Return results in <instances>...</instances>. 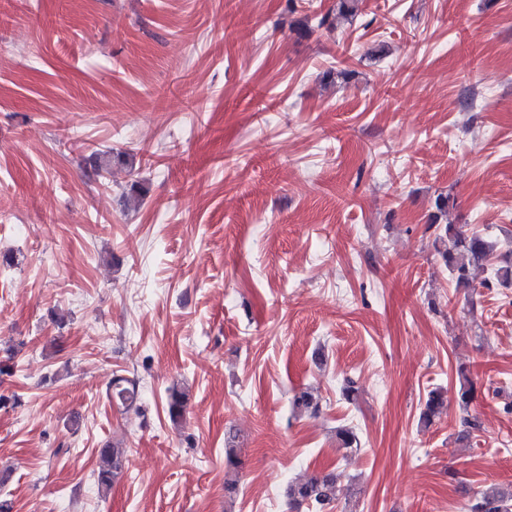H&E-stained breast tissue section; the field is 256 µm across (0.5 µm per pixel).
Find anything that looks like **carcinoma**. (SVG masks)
Masks as SVG:
<instances>
[{
    "mask_svg": "<svg viewBox=\"0 0 512 512\" xmlns=\"http://www.w3.org/2000/svg\"><path fill=\"white\" fill-rule=\"evenodd\" d=\"M434 249L446 267L457 288H470L475 280V272L484 269L497 251V242L478 231L468 233L454 224L438 225L433 241ZM112 401L128 409L139 399L138 384L135 380L118 375L112 380ZM474 398V387L470 372L459 370V388L456 401L460 409L468 410ZM188 394L171 387L167 392L169 416L177 421L185 413ZM292 404L295 409L315 414L320 409V399L311 390H304L294 395ZM447 408V399L441 389L429 391L420 412L421 425L428 427ZM336 439L345 449L360 448L356 432L349 427L336 430ZM225 467L236 470L240 465L237 456L236 436L227 437L224 448ZM125 451L110 444L99 450L96 471L97 486L102 494H107L125 471ZM288 498L293 512L301 508L314 507L324 509L336 499V474L324 471L318 475L297 481L288 488ZM472 512H512V491L499 487H488L472 505Z\"/></svg>",
    "mask_w": 512,
    "mask_h": 512,
    "instance_id": "1",
    "label": "carcinoma"
}]
</instances>
